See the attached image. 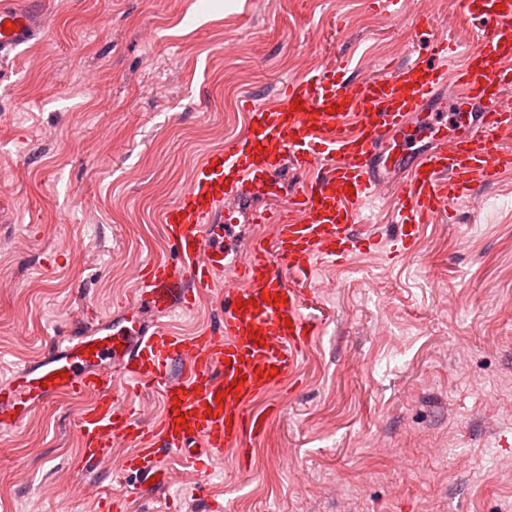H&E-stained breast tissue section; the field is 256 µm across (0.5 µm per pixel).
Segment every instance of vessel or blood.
Wrapping results in <instances>:
<instances>
[{
    "label": "vessel or blood",
    "instance_id": "vessel-or-blood-1",
    "mask_svg": "<svg viewBox=\"0 0 512 512\" xmlns=\"http://www.w3.org/2000/svg\"><path fill=\"white\" fill-rule=\"evenodd\" d=\"M31 2L0 0V63L34 36ZM448 14H476L490 25L476 31L475 48L434 40L431 59L393 67L380 80L357 83L331 68L283 83L274 102L248 100L247 135L207 153L190 185L159 214L174 261L153 259L137 273L138 301L121 319L60 336L0 380V430L20 427L53 399L86 395L75 424L83 463L134 444L126 472L140 491L163 487L173 463L200 472L229 451L245 464L252 440L271 423L270 408L258 401L300 375L320 333L310 306L313 266L379 244L377 225L360 224L362 208L381 198L391 174H406L397 234L388 243L403 256L431 216L452 213L474 184L512 169V149L499 144L512 131V0H448ZM443 86L456 88V109L475 115L454 136L431 106ZM415 122L426 147L406 141ZM286 160L307 172V182L288 214L254 213L253 223L273 224L272 238L231 253L224 234L236 218L225 201L278 200ZM227 273L234 285L223 290ZM204 296L217 298L219 324L174 331L167 315L193 310ZM148 311L153 320H145ZM141 386L160 401L156 422H143L119 398Z\"/></svg>",
    "mask_w": 512,
    "mask_h": 512
}]
</instances>
